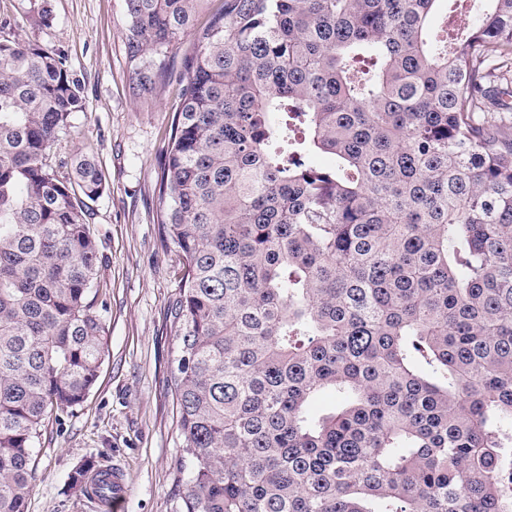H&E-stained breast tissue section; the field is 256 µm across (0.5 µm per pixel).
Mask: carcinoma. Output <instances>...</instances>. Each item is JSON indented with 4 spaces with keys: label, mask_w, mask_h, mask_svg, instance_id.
Wrapping results in <instances>:
<instances>
[{
    "label": "carcinoma",
    "mask_w": 512,
    "mask_h": 512,
    "mask_svg": "<svg viewBox=\"0 0 512 512\" xmlns=\"http://www.w3.org/2000/svg\"><path fill=\"white\" fill-rule=\"evenodd\" d=\"M208 2L125 0L140 90L194 42L158 188L182 512H512V0L433 37L440 0ZM83 109L0 40V512L105 355L104 185L51 154Z\"/></svg>",
    "instance_id": "carcinoma-1"
}]
</instances>
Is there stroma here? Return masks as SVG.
I'll return each mask as SVG.
<instances>
[{"instance_id": "1", "label": "stroma", "mask_w": 512, "mask_h": 512, "mask_svg": "<svg viewBox=\"0 0 512 512\" xmlns=\"http://www.w3.org/2000/svg\"><path fill=\"white\" fill-rule=\"evenodd\" d=\"M33 3L0 0V40L56 49L81 88L85 108L54 152L60 162L94 155L104 181L88 222L103 254L94 289L107 351L83 404L47 421L26 512H180L184 475L169 390L179 256L159 236L157 202L177 86L139 90L126 53L125 0H49L51 18L38 29L26 21ZM104 466L122 475L125 499L104 505L72 486L77 468Z\"/></svg>"}]
</instances>
